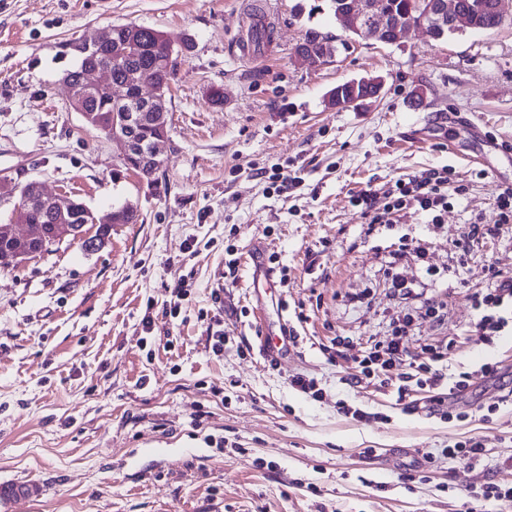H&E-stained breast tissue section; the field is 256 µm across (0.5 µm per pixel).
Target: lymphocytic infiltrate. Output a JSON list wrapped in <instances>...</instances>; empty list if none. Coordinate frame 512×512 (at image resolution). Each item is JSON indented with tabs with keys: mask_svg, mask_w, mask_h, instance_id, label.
<instances>
[{
	"mask_svg": "<svg viewBox=\"0 0 512 512\" xmlns=\"http://www.w3.org/2000/svg\"><path fill=\"white\" fill-rule=\"evenodd\" d=\"M450 180L447 169L433 168L420 174H409L397 179L383 194L365 190L353 196L351 202L359 207L367 220L368 227L407 223L413 215L422 214L438 221L442 211L448 207ZM495 217L485 220L476 216L465 227V232L457 247L469 251L471 246L491 240L505 230L512 228V185L505 186L498 193L495 204ZM429 244L419 238L403 239L398 249L399 255L415 257L419 265L417 277L408 279L402 276L396 262H389L385 274L394 296L404 300L405 305L395 311L388 323L385 340L371 344L364 352L358 366L360 371L348 380L349 386L357 387L372 381L389 387L397 400H405L418 390L435 391L433 413L449 417L444 409V398L439 390H447L448 395H463L470 386L472 374L468 371L449 372L445 360L449 351L456 347L455 341H442L436 344L417 345L415 326L419 319L430 318L435 323H443L448 316V302L441 295L421 298L420 290L425 286L444 287L445 279L427 261ZM466 264L458 262L452 277L460 287L470 288L469 301L474 311V321L470 328L473 335L479 336L486 345L506 332H512V275L503 273L495 266L485 270V280L481 286L469 287L465 277ZM419 346L421 353L428 354L429 362H422L420 355H413L412 346ZM447 395V396H448Z\"/></svg>",
	"mask_w": 512,
	"mask_h": 512,
	"instance_id": "lymphocytic-infiltrate-1",
	"label": "lymphocytic infiltrate"
}]
</instances>
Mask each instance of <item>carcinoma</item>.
I'll use <instances>...</instances> for the list:
<instances>
[{"label":"carcinoma","instance_id":"obj_1","mask_svg":"<svg viewBox=\"0 0 512 512\" xmlns=\"http://www.w3.org/2000/svg\"><path fill=\"white\" fill-rule=\"evenodd\" d=\"M426 0H380L382 10L389 19L395 21L405 16H413L425 22L430 27L432 36L444 39L456 33L449 27L439 26L431 22L425 10ZM502 0H458L461 9L470 14V30L484 32L502 24L505 17L512 15V10L500 7ZM110 40L100 47L85 50L74 44L81 55L78 66L66 73L67 82L63 91L68 98H79V112H90L95 115H110L116 109L113 93L80 94L82 87L80 76L83 71L97 67H108L112 70V80L123 81L126 70H139L147 86L157 95L167 97L170 81L174 74L178 52L164 38L161 32L143 25L114 24L110 26ZM338 51V46L332 40L317 31H309L302 43L296 47V56L311 65L323 64ZM342 90L343 103L350 104L354 100L377 93L376 86L364 84L354 88L345 83L338 85ZM39 193L38 183L30 181L20 190V198L15 211L18 220L23 224L56 223L52 210L36 203ZM113 224H134L137 221L136 211L129 205L122 206L107 214Z\"/></svg>","mask_w":512,"mask_h":512}]
</instances>
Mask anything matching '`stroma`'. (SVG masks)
Here are the masks:
<instances>
[{
	"label": "stroma",
	"mask_w": 512,
	"mask_h": 512,
	"mask_svg": "<svg viewBox=\"0 0 512 512\" xmlns=\"http://www.w3.org/2000/svg\"><path fill=\"white\" fill-rule=\"evenodd\" d=\"M258 5L274 33L247 60L236 45ZM118 23L161 31L178 52L154 184L125 171L111 137L62 93L78 61L71 42ZM310 29L349 47L305 64L295 48ZM366 75L384 79L377 98L328 105L330 89ZM443 166L465 191L440 223L417 215L371 232L350 202ZM274 167L300 184L275 192L264 176ZM30 180L98 216L131 205L139 220L112 225L97 248L68 237L0 268V512H459L483 481L512 483L500 380L474 376L448 399L450 420L424 411L427 391L411 394L409 412L379 383H345L387 335L391 244L426 239L428 262L446 270L470 218L492 217L512 185V19L443 40L413 29L386 45L347 39L328 0H0V182L12 189L0 224L15 223L13 191ZM256 248L276 258L261 302ZM490 265L512 274V232L473 249L470 285ZM179 283L190 295L174 319L165 303ZM215 291L225 329L252 352H212ZM448 292L443 325L419 320L422 342L470 326L466 289ZM283 321L302 341L274 364L259 334ZM335 336L355 339L345 357L327 352ZM487 361L512 376V335L492 350L467 341L448 369ZM297 373L319 381L322 399L289 387ZM341 398L368 419L339 413ZM475 436L486 464L438 457Z\"/></svg>",
	"instance_id": "stroma-1"
}]
</instances>
